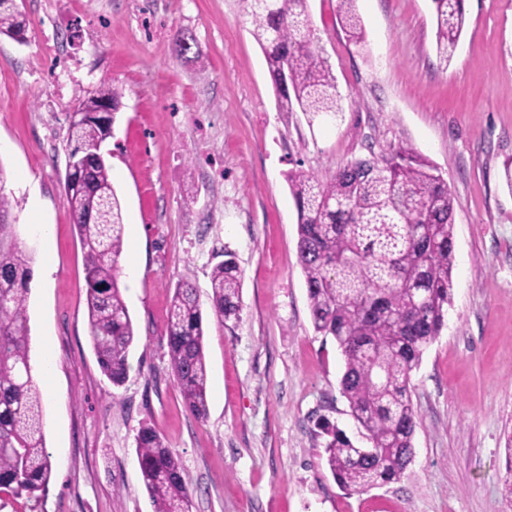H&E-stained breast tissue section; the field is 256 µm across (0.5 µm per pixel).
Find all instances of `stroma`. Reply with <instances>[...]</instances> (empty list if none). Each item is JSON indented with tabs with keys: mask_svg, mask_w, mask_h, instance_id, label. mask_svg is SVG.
Instances as JSON below:
<instances>
[{
	"mask_svg": "<svg viewBox=\"0 0 512 512\" xmlns=\"http://www.w3.org/2000/svg\"><path fill=\"white\" fill-rule=\"evenodd\" d=\"M28 41L0 37V168L31 254V355L52 473L0 512H152L136 437L180 459L192 512H512V0H465L440 62L429 0H357L364 46L338 0H308L343 98L336 121L283 116L239 0H16ZM191 49L179 54L176 38ZM110 80L123 106L104 146L121 201L119 286L135 330L125 384L102 375L87 284L64 202L67 115ZM436 166L454 198L448 322L410 379L418 425L400 481L349 493L317 422L358 428L344 357L315 332L285 175L321 176L398 143ZM242 270L239 323L217 320L209 277ZM203 314L205 421L185 408L165 335L173 288ZM357 0H338V15L341 27L348 39L356 45H365V31L362 20L355 9Z\"/></svg>",
	"mask_w": 512,
	"mask_h": 512,
	"instance_id": "obj_1",
	"label": "stroma"
}]
</instances>
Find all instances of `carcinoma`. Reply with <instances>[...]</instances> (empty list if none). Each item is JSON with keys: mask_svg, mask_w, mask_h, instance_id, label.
I'll return each mask as SVG.
<instances>
[{"mask_svg": "<svg viewBox=\"0 0 512 512\" xmlns=\"http://www.w3.org/2000/svg\"><path fill=\"white\" fill-rule=\"evenodd\" d=\"M250 17L284 115L335 120L342 113L336 78L316 42L307 0H239ZM348 39L365 46L356 0H338ZM436 52L448 62L465 25L464 0H431ZM15 0H0V35L28 30ZM122 88L103 81L79 104L68 143L90 148L65 173V202L83 253L88 325L102 373L118 388L128 376L135 331L118 285L124 249L121 202L111 167L93 148L108 133L98 108L122 106ZM286 181L297 212V258L305 276L316 332L335 339L345 358L340 386L363 428L357 446L336 425L320 423L326 462L341 487L361 492L400 480L413 456L417 416L410 375L444 328L453 296L454 202L437 168L400 143L319 178L291 170ZM0 167V495L20 498L43 489L51 475L33 380L27 315L32 257L9 222L11 200ZM220 322L239 321L242 274L236 255L210 273ZM203 316L196 289L175 286L166 325L170 362L184 405L208 415ZM143 484L153 512H191L189 483L163 437L144 427L136 438Z\"/></svg>", "mask_w": 512, "mask_h": 512, "instance_id": "carcinoma-1", "label": "carcinoma"}]
</instances>
